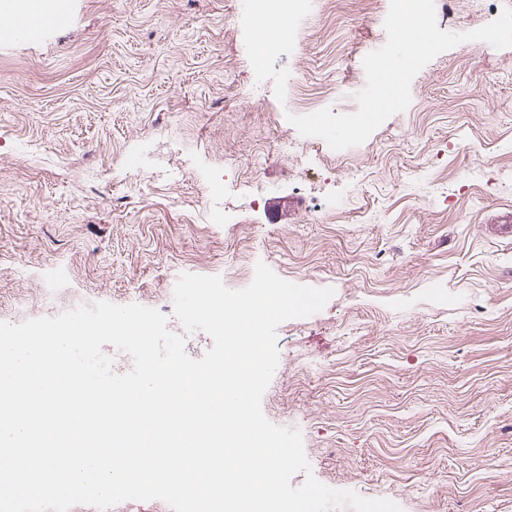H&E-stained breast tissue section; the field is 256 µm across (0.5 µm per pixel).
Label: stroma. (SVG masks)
<instances>
[{"label": "stroma", "mask_w": 512, "mask_h": 512, "mask_svg": "<svg viewBox=\"0 0 512 512\" xmlns=\"http://www.w3.org/2000/svg\"><path fill=\"white\" fill-rule=\"evenodd\" d=\"M291 26L258 67L235 0H70L39 42L0 32V320L38 317L48 288L64 309L160 297L248 241L334 290L278 327L262 399L314 476L403 512H512V48L439 54L407 110L319 166L293 95L362 80L383 23L304 0ZM316 187L333 220L311 221ZM274 195L298 200L288 223Z\"/></svg>", "instance_id": "obj_1"}]
</instances>
